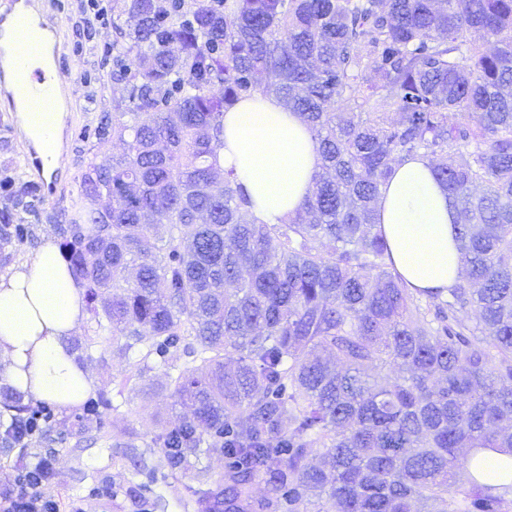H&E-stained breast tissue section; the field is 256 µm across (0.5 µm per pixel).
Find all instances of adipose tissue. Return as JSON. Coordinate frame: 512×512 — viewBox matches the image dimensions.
Returning a JSON list of instances; mask_svg holds the SVG:
<instances>
[{"label":"adipose tissue","instance_id":"adipose-tissue-1","mask_svg":"<svg viewBox=\"0 0 512 512\" xmlns=\"http://www.w3.org/2000/svg\"><path fill=\"white\" fill-rule=\"evenodd\" d=\"M21 126L53 172L60 157L61 113L49 125L24 115ZM224 168L247 187L254 217L266 224L295 215L312 188L319 156L299 117L273 96L239 102L224 114ZM397 271L410 287L445 288L461 276L455 209L430 164L398 163L378 203ZM85 289L54 241L0 275V378L49 405L71 409L93 388L68 340L84 323Z\"/></svg>","mask_w":512,"mask_h":512}]
</instances>
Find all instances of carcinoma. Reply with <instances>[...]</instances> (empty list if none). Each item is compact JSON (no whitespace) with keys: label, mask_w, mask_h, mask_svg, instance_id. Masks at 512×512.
<instances>
[{"label":"carcinoma","mask_w":512,"mask_h":512,"mask_svg":"<svg viewBox=\"0 0 512 512\" xmlns=\"http://www.w3.org/2000/svg\"><path fill=\"white\" fill-rule=\"evenodd\" d=\"M112 27L124 152L83 174L62 248L125 349L192 338L173 383L193 412L155 444L172 468L224 457L198 512H512L487 471L512 467V0H112ZM257 94L320 156L281 224L217 162ZM415 157L458 214L448 288H409L377 223Z\"/></svg>","instance_id":"carcinoma-1"}]
</instances>
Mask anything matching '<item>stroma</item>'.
Returning <instances> with one entry per match:
<instances>
[{
    "mask_svg": "<svg viewBox=\"0 0 512 512\" xmlns=\"http://www.w3.org/2000/svg\"><path fill=\"white\" fill-rule=\"evenodd\" d=\"M36 8L59 33L53 60L69 74L77 92L63 114L60 161L50 177L56 194L50 199L41 193L42 182L32 169L36 151L19 136L18 114L0 96V171L13 179L11 186L0 188V211L13 213L10 237L0 238V274L45 241L59 240L60 225L77 217L83 174L104 153L123 151L120 142L103 145L96 136L102 117L112 114L122 95L121 84L112 77L114 30L83 11L81 0H36ZM23 184L39 190L29 212L13 204L14 188ZM89 337L93 346L82 349ZM74 340L79 344L77 358L95 388L79 408L55 409L53 421L31 447L0 442V494L12 488L18 467L46 450L55 471L46 494L82 512H195V472H223L222 455L204 453L194 459L192 469L173 470L154 443L180 413L169 383L187 365L183 352L165 360L124 355L122 338L98 329L91 320ZM104 396L110 407L101 405Z\"/></svg>",
    "mask_w": 512,
    "mask_h": 512,
    "instance_id": "obj_1",
    "label": "stroma"
}]
</instances>
